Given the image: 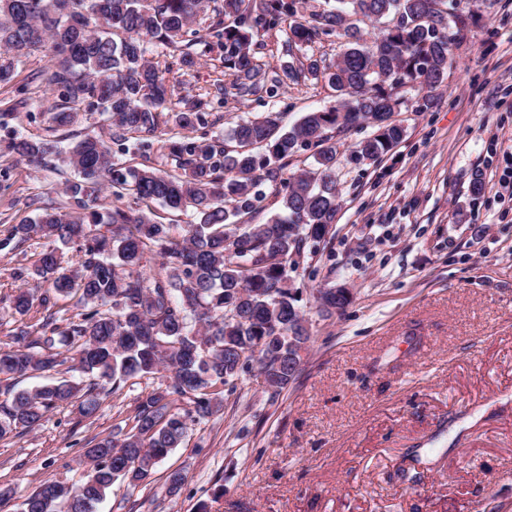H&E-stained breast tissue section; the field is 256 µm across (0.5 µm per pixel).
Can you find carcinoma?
I'll list each match as a JSON object with an SVG mask.
<instances>
[{"mask_svg": "<svg viewBox=\"0 0 512 512\" xmlns=\"http://www.w3.org/2000/svg\"><path fill=\"white\" fill-rule=\"evenodd\" d=\"M330 1L335 5L306 14L303 0H223L201 36L192 26L211 0H0V84L40 52L55 110L53 136L36 140L12 130L0 140V155L44 165L61 156L76 173L62 205L33 195L35 218L9 229L18 245L35 234L47 246L32 266L17 268L35 286L19 291L13 308L34 321L0 350V376L58 373L72 360L90 377L86 385L61 379L0 402V439L42 426L67 403L90 420L129 379L167 373L124 425L86 450L82 483H43L23 512H96L115 482L151 484L157 462L183 443L187 421L217 412L225 387L242 374L257 370L276 392L299 375V351L312 336L288 271L336 223V135L372 128L352 146L357 164L400 144L405 129L391 120L402 104L398 90L417 87L433 101L453 47L480 17V0L451 9L445 0ZM87 5L98 10L85 16ZM285 23V53L332 36L343 40L342 53L328 67L310 58L277 73L258 57L254 38ZM199 44L217 53L221 76L200 97L178 100L175 126L191 135L168 145L178 170L172 174L150 164L148 137L168 103L166 76L182 83ZM151 45L168 50L164 67L148 59ZM306 74L336 91L335 105L304 113L286 131L269 112L237 124L226 139L210 134L221 119L213 107H224L227 94L273 98L282 77ZM84 108L99 112L107 131L68 130ZM132 138L143 162L124 166L116 153H130ZM301 149L313 151V167L283 177ZM269 182L282 186L279 211L250 224ZM154 204L190 211L194 220L177 233L154 219ZM61 244L76 247L69 268ZM149 257L159 260L154 273L146 271ZM70 297L77 298L75 313L61 305ZM313 297L326 317L350 303L347 291L334 288H317ZM184 483L181 471H170L166 494L177 495Z\"/></svg>", "mask_w": 512, "mask_h": 512, "instance_id": "1", "label": "carcinoma"}]
</instances>
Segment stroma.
<instances>
[{
    "instance_id": "35a3bbf8",
    "label": "stroma",
    "mask_w": 512,
    "mask_h": 512,
    "mask_svg": "<svg viewBox=\"0 0 512 512\" xmlns=\"http://www.w3.org/2000/svg\"><path fill=\"white\" fill-rule=\"evenodd\" d=\"M482 14L433 105L402 88L400 145L358 165L350 147L364 130L339 135L338 220L290 276L314 338L297 379L276 393L257 372L240 376L149 486L114 484L98 512H197L202 502L208 512H512V198L501 188L512 179V0H485ZM285 36L279 27L259 37L277 70L308 57L330 65L340 52L332 37L288 56ZM335 102L312 78L262 101L229 96L211 132L270 111L288 127ZM72 175L0 158V229L31 217L33 194L62 202ZM476 177L485 190L475 200ZM41 248L34 238L0 249L1 347L21 323L12 299L26 283L15 270ZM333 284L351 302L319 316L311 291ZM161 381L129 380L94 419L63 406L40 428L0 439V512H21L42 483L80 482L86 449ZM410 448L421 459L416 481L402 474ZM173 469L185 484L169 497Z\"/></svg>"
}]
</instances>
